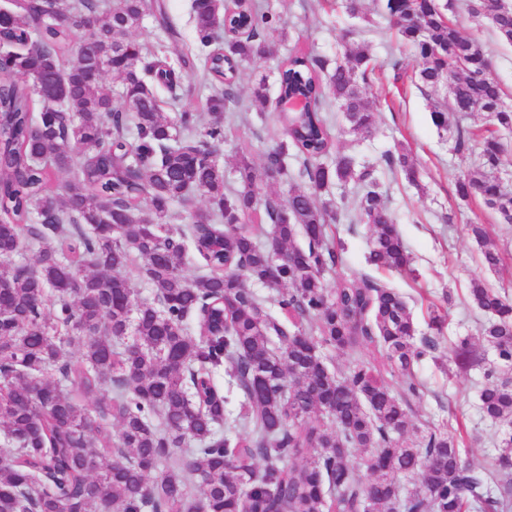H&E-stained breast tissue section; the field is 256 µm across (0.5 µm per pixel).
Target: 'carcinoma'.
<instances>
[{
	"instance_id": "carcinoma-1",
	"label": "carcinoma",
	"mask_w": 512,
	"mask_h": 512,
	"mask_svg": "<svg viewBox=\"0 0 512 512\" xmlns=\"http://www.w3.org/2000/svg\"><path fill=\"white\" fill-rule=\"evenodd\" d=\"M451 7L386 0L384 15L414 50L422 85L446 88L431 104L433 124L454 130L458 153L479 146V164L455 181L458 197L477 196L512 224V198L497 182L501 142L448 122L452 113L484 112L512 127L489 57L445 14ZM239 8L247 36L221 43L226 2L193 0L195 50L175 63L161 51L142 63L143 48L130 38L150 14L174 33L158 0H73L67 8L27 0L0 22L15 48L0 54V431L12 448L0 462V512H512V484L481 494L484 475L442 428L398 446L409 400L423 393L414 363L435 348L428 338L415 342L400 293L369 280L344 278L332 291L324 283L340 261L327 228L347 211L345 194L323 199L333 184L357 185L352 220L373 229L367 262L412 272L375 166L358 169L346 155L333 169L321 162L333 146L325 108L336 107L355 134L375 127L362 96L374 71L368 50L349 45L332 66L306 54L282 62L277 100L301 98L308 111L289 120L292 134L266 154L263 169L283 182L292 154L306 186L289 191L284 214L279 196L266 197L268 245L241 225L257 204L251 164L241 160L240 188L225 194L224 168L193 138L195 116L162 114L158 91L176 93L197 58L209 112L237 111L226 65L267 53L277 27L255 0ZM469 11L512 43L504 0H470ZM57 13L72 25L54 24ZM75 30L96 55L66 67ZM100 70L119 83V98L103 91ZM384 162L415 180L408 152H388ZM61 171L75 178L62 197L50 186ZM196 192L216 205L213 221L187 230L170 224L174 206ZM300 231L304 248L294 245ZM53 238L73 241L70 254L47 247L17 261ZM188 238L208 267L193 279L183 270ZM133 264L152 299H139L126 276ZM269 276L285 324L252 288ZM471 301L489 314L478 340L512 365V302L479 282ZM194 313L199 338L187 333ZM73 335L81 349L68 357ZM327 346L350 353L347 372L329 369L320 353ZM370 346L381 358L360 357ZM453 354L460 371L480 362L468 338ZM393 365L404 376L396 391L384 378ZM220 367L244 398L234 418L213 380ZM485 377L481 413L503 427L488 473L511 472L512 382L494 366ZM357 450L366 479L351 464ZM415 475L411 487L398 482Z\"/></svg>"
}]
</instances>
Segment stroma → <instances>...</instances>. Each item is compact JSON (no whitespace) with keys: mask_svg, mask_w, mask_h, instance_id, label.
Instances as JSON below:
<instances>
[{"mask_svg":"<svg viewBox=\"0 0 512 512\" xmlns=\"http://www.w3.org/2000/svg\"><path fill=\"white\" fill-rule=\"evenodd\" d=\"M277 15L280 23L270 37V52L244 62L236 75L237 92L249 100L255 81L265 80L269 93H276L277 68L288 55L301 51L335 58L340 39L349 26L358 29L356 44L367 46L376 63V76L364 88V96L378 112L371 135L353 134L341 113L328 115L334 144L341 153L358 161L377 164L382 178L383 198L402 239L413 257V274L384 271L366 261L372 231L367 224H333L328 234L340 250L341 262L326 273L327 288H335L344 277L368 279L398 291L411 312L417 337H430L436 349L418 362L415 373L424 384L420 399L411 403L409 426L403 443L416 439L426 426L447 425L455 430L465 458L476 467L484 466L499 453L498 423L486 419L479 409V391L485 382L484 368L496 365L491 349H482L483 365L457 373L450 369L452 350L459 339L477 336L486 313L468 303L473 281L494 288L512 298V224L502 223L481 199H460L455 193L457 176L480 162L478 152L459 155L453 150L448 132L437 130L430 117L432 90L419 89L412 80L418 61L410 48L389 29L375 0H363L365 19L350 20L339 0H258ZM468 0H454L452 20L466 36L480 42L493 61V75L503 91V100L512 106V44L502 41L488 20H474L467 11ZM167 15L178 38L169 37L154 17H146L131 38L140 45L162 50L170 59L195 46L192 0H164ZM401 57L405 69L394 75L388 68L390 56ZM200 76L186 80L176 95V104L164 105L165 115L191 112L198 116V131H205L213 117L205 105L206 93ZM285 137V128L274 104H267L263 116L233 121L224 126V140L215 150L225 173V186H239L236 169L248 158L258 172L260 195L287 197L289 189L300 188L294 176L287 182L271 184L261 174L264 155ZM405 144L413 157L416 182L403 173L381 166L386 152ZM470 224L485 225L488 240L501 257L498 269L486 268L479 245L468 235ZM444 309L447 319L442 329L432 327L431 307Z\"/></svg>","mask_w":512,"mask_h":512,"instance_id":"1","label":"stroma"}]
</instances>
